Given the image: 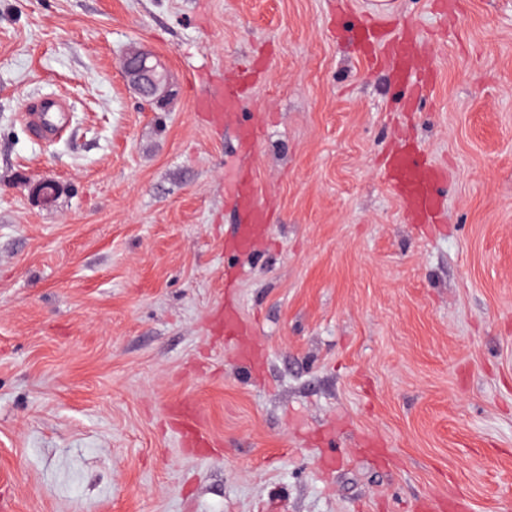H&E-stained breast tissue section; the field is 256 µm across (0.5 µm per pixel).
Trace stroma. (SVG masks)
<instances>
[{
	"instance_id": "35a3bbf8",
	"label": "stroma",
	"mask_w": 512,
	"mask_h": 512,
	"mask_svg": "<svg viewBox=\"0 0 512 512\" xmlns=\"http://www.w3.org/2000/svg\"><path fill=\"white\" fill-rule=\"evenodd\" d=\"M439 2L381 7L431 69L411 96L355 39L370 0H0L8 512H512V0ZM219 75L247 87L215 125ZM406 144L446 174L436 223L381 176ZM237 169L268 209L246 252ZM150 58L146 53L127 56L121 61L120 69L136 87L144 102L158 104L164 97L167 82L164 72Z\"/></svg>"
}]
</instances>
